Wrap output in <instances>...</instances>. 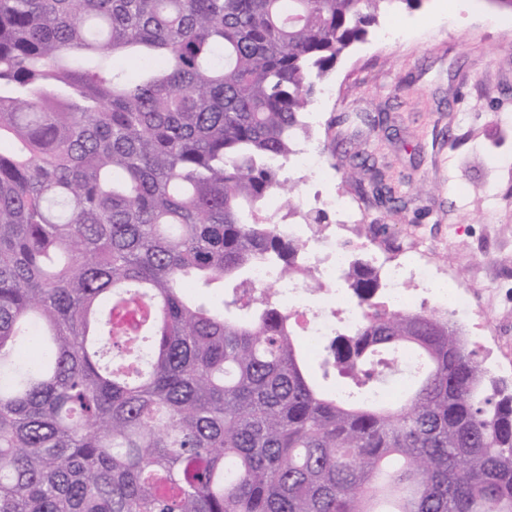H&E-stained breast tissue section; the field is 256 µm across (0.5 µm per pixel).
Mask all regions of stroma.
<instances>
[{"mask_svg": "<svg viewBox=\"0 0 512 512\" xmlns=\"http://www.w3.org/2000/svg\"><path fill=\"white\" fill-rule=\"evenodd\" d=\"M400 25L398 41L384 38ZM308 147L328 169L324 191L365 210L350 236L401 257L422 239L436 275L451 274L476 315L458 318L479 361L512 393V10L495 0H421L382 15L365 41L338 59ZM364 115L382 116L369 129ZM368 156L404 204L380 203L346 175Z\"/></svg>", "mask_w": 512, "mask_h": 512, "instance_id": "1", "label": "stroma"}]
</instances>
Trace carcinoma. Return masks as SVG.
Instances as JSON below:
<instances>
[{
    "label": "carcinoma",
    "instance_id": "carcinoma-1",
    "mask_svg": "<svg viewBox=\"0 0 512 512\" xmlns=\"http://www.w3.org/2000/svg\"><path fill=\"white\" fill-rule=\"evenodd\" d=\"M418 2L0 0V512H512V395L451 317L350 263L327 394L250 279L322 287L264 201L301 214L322 83Z\"/></svg>",
    "mask_w": 512,
    "mask_h": 512
}]
</instances>
